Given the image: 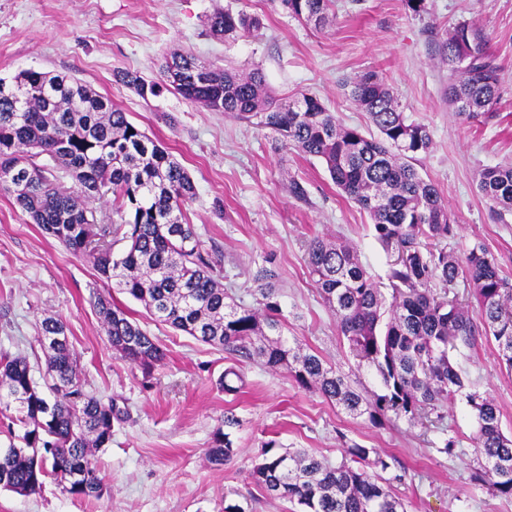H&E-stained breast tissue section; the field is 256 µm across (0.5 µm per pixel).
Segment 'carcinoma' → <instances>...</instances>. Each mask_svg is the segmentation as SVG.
<instances>
[{"label": "carcinoma", "instance_id": "cac0c4a2", "mask_svg": "<svg viewBox=\"0 0 512 512\" xmlns=\"http://www.w3.org/2000/svg\"><path fill=\"white\" fill-rule=\"evenodd\" d=\"M295 18L323 28L331 22L333 0H280ZM218 40L260 28L244 12L218 10L209 18ZM448 66V106L465 120L496 109L499 68L486 51L482 30L461 24L437 42ZM115 81L141 98L172 90L214 112H224L277 136L281 147L322 160L332 182L366 210L375 236L397 253L389 264L388 291L372 280L354 247L321 237L308 245L307 260L319 296L336 316L355 370L373 371L377 387L356 374L327 365L282 337L276 289H256L254 305L230 299L200 252L187 219L195 184L166 148L133 124L112 100L68 76L22 70L0 78V193L13 197L42 232L67 249L94 257L98 273L141 302L153 318L234 356L287 370L296 383L316 387L323 397L372 425L385 418L421 420L435 427L448 398L465 388L452 353L493 336L512 369V284L501 277L497 258L481 245L460 256L439 243L454 235L438 188L416 168L432 139L423 124L410 123L393 89L375 72L350 85L349 98L369 114L380 137L342 125L319 99L303 95L273 98L263 74H242L208 63L191 52L171 55L162 81L148 82L138 71L121 70ZM44 154L73 184L63 185L31 159ZM478 191L499 212L512 211V164L484 169ZM111 196L112 217L97 219L91 199ZM124 232L127 248L112 251L108 237ZM461 277L474 286L480 320L448 288ZM441 285L436 292L435 285ZM96 306L112 348L144 372L167 353L112 298ZM59 315L42 321L39 342L50 394L40 390L24 357L0 356V399L10 400L24 425L20 445L0 448V488L33 494L52 476L76 498H98L102 484L91 452L112 439V402L89 391L77 373ZM224 392L243 385L233 367L224 371ZM477 431L472 447L485 465L472 476L498 496L512 500V437L503 434L500 411L489 397L465 395ZM332 465L304 450L277 453L265 447L251 478L273 499L297 503L301 512H406L383 476L389 463L374 448L351 442ZM233 456L229 434L214 433L208 457L224 464Z\"/></svg>", "mask_w": 512, "mask_h": 512}]
</instances>
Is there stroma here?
Segmentation results:
<instances>
[{"label":"stroma","instance_id":"35a3bbf8","mask_svg":"<svg viewBox=\"0 0 512 512\" xmlns=\"http://www.w3.org/2000/svg\"><path fill=\"white\" fill-rule=\"evenodd\" d=\"M218 8L256 16L261 27L214 39L207 17ZM333 11V25L319 30L277 0H0V78L26 69L71 76L128 112L189 171L197 197L187 217L225 291L251 305L259 285L279 289L289 343L347 372L353 362L305 257L314 237L347 241L368 272L384 280L388 256L368 213L336 188L320 159L280 147L270 131L169 90L144 99L113 80L120 69L160 80L166 58L189 51L262 72L276 97L316 95L340 122L370 133L373 125L342 83L376 71L408 120L430 131L432 147L417 169L439 189L456 228L448 252L484 245L512 280V215L494 214L477 189L483 168L512 162V0H426L420 15L402 0H334ZM463 22L482 29L500 68L499 103L475 122L449 108L448 69L435 48ZM293 180L305 198L289 193ZM101 294L166 346L163 363L146 372L112 349L96 307ZM51 313L65 319L88 389L118 410L111 442L91 456L104 491L79 499L49 478L27 496L0 489V512H224L228 501L245 512H300L266 498L250 478L264 444L303 448L337 463L346 440L377 449L390 463L408 512H512V500L470 480L482 459L470 444L476 419L465 401L449 399L442 434L404 420L373 425L353 417L301 388L287 371L152 321L140 302L101 279L92 257L47 237L12 197L0 194V353L27 357L38 382L40 321ZM460 363L471 387L495 401L501 429L512 436V372L494 339L480 338ZM231 366L246 380L235 395L219 385ZM228 410L239 420L229 430L234 457L217 466L206 451ZM445 435L457 440L456 456L441 453Z\"/></svg>","mask_w":512,"mask_h":512}]
</instances>
